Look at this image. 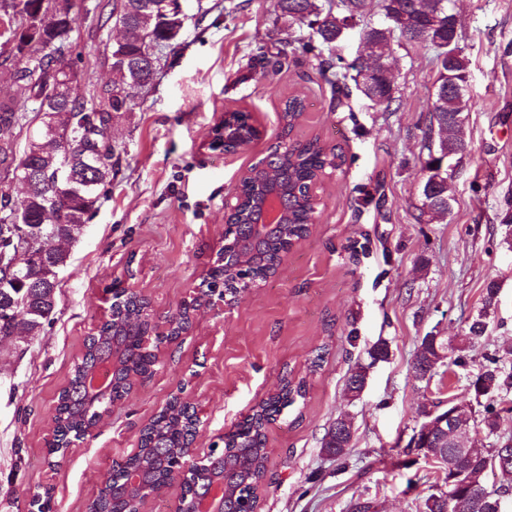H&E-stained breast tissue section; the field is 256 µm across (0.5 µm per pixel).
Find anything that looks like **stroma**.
Returning a JSON list of instances; mask_svg holds the SVG:
<instances>
[{
  "label": "stroma",
  "instance_id": "1",
  "mask_svg": "<svg viewBox=\"0 0 512 512\" xmlns=\"http://www.w3.org/2000/svg\"><path fill=\"white\" fill-rule=\"evenodd\" d=\"M96 0H76L71 65L77 95L108 80L119 32L89 29ZM275 0H190L189 19L165 50L155 84L115 113L121 148L112 181L82 234L68 247L52 324L0 343V512H22L20 493L50 490L54 512H85L114 462L138 447L140 430L184 390L199 411L197 454L232 430L284 379L302 377L304 400L266 430L267 484L258 512H421L431 485L447 487V464L410 448L422 411L439 400L472 403L467 374L484 354L512 348V0H456L459 45L468 61V145L450 174V214L418 211L437 68L433 52L391 40L399 99L380 112L352 96L340 108L319 58L286 67L280 51L307 26L277 17ZM264 46L265 60L254 57ZM306 109L291 139L320 137L343 163L316 186V222L278 271L232 305L206 308L192 329L160 345L154 375L73 445L60 466L46 456L59 392L84 342L105 316L113 280L146 295L158 316L176 314L202 288L224 247L225 211L242 173L282 133L289 95ZM251 113L258 139L231 153L208 147L225 111ZM499 286L485 338L467 369L438 367L421 379L412 361L423 336L461 335ZM387 360L369 372L359 399L344 392L348 370L377 341ZM353 423L343 459L323 438L337 417Z\"/></svg>",
  "mask_w": 512,
  "mask_h": 512
}]
</instances>
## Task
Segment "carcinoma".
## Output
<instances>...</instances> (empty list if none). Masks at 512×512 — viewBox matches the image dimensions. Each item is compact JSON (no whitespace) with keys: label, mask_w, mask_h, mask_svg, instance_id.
Listing matches in <instances>:
<instances>
[{"label":"carcinoma","mask_w":512,"mask_h":512,"mask_svg":"<svg viewBox=\"0 0 512 512\" xmlns=\"http://www.w3.org/2000/svg\"><path fill=\"white\" fill-rule=\"evenodd\" d=\"M161 0H112L96 4L92 21L98 25L112 21L126 31V43L112 44L111 70L116 80L92 87L86 98L74 97L57 113L55 135L69 147L53 146L46 142L42 106L55 96L57 76L70 67L71 36L77 18L73 0H0V72L9 76L16 88L15 95L0 101V335L10 332L15 314L24 312L28 333L37 336L44 325L52 322L56 289L54 275L57 265L67 260V253L52 246L54 242L71 241L79 236L98 209L101 189L112 178V160L119 159L120 147L112 143L109 130L113 114L130 109L136 95L153 83L154 72L149 69L148 51L170 48V26L157 8ZM386 27L369 26L364 30L367 42L377 47L392 29L405 27L418 33L408 40L433 49L438 75L429 109L428 133L438 132L436 146H428L422 169L425 179L420 192V215L440 217L450 211L448 171L451 161H461L467 144L461 135L466 99L467 61L458 46V29L452 18V0H379ZM367 0H346L344 8L334 10L332 0H276L279 17L308 23L313 33L295 40L291 53L304 56L333 52L344 30L345 22L363 17ZM38 30V41L27 44L16 40L19 29ZM369 106L382 112L395 111L397 102L394 87L379 79L363 91ZM304 109L297 96L285 102L282 118L287 124ZM228 138L235 139L246 131L257 137V130L248 123L249 116L240 110L230 116ZM25 137L22 153L16 147ZM336 147L315 138L306 143H291L275 147L257 165L248 169L237 194V208L232 224L224 231L228 246L224 247L223 278L209 275L208 288L224 286L232 291L235 285L248 279L262 281L273 274L281 262V251L288 242L298 241L309 233L313 223L315 199L312 187L326 168L338 167ZM31 170L41 174L42 185L21 200H13L10 182ZM66 175L60 183V215L56 224L42 222L45 185ZM279 182L284 194L280 207L285 223L277 225L264 238L249 240V228L255 208L270 180ZM21 213L20 223L25 234L38 240L39 254L31 260V272L24 279L8 278L9 262L15 253L19 235L16 233L15 213ZM498 286L491 281L484 289V303L459 337L458 345L434 336H423L421 345H438L448 364L467 366V349L485 336L489 310L494 305ZM112 319L89 337L79 364L75 365L66 386L63 404L57 416L52 444L65 445L85 435L90 423L86 374L95 370L105 358L112 356V346H125L127 367L112 376V399L120 401L128 394L126 372L151 374L156 365L152 349L143 343L145 327L140 314L144 301L137 295L115 292ZM512 352H496L485 358L468 387L475 397L479 418L484 422L486 437L498 436L504 397L512 391ZM367 365L358 363L345 378V391L350 393L366 386ZM306 395V383L288 381L276 395L261 401L253 413L224 434V445L215 450L208 466L189 475L185 487L189 498L208 492L211 476L228 475L224 495V512H257L259 491L266 477L265 424L276 419L284 409L293 406ZM194 420L185 405L157 420L144 436L143 458L145 477L149 481L166 478L162 464L183 452L193 437ZM352 428H336L324 438L323 450L330 456L343 458L350 443ZM497 447L481 452L479 459L455 462L465 476L444 491L430 493L424 506L443 512L448 497H457L467 504V512H495L493 494L484 499L478 490L484 486L485 475L496 470L493 463ZM124 472L114 469L102 482L92 508L96 512H113L112 500L123 483Z\"/></svg>","instance_id":"1"}]
</instances>
